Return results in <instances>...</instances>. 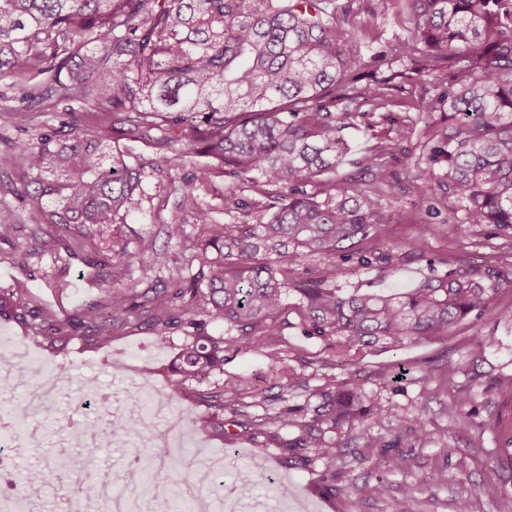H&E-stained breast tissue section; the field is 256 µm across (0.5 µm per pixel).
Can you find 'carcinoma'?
<instances>
[{
	"label": "carcinoma",
	"instance_id": "obj_1",
	"mask_svg": "<svg viewBox=\"0 0 512 512\" xmlns=\"http://www.w3.org/2000/svg\"><path fill=\"white\" fill-rule=\"evenodd\" d=\"M412 36L421 45L418 72L453 67L441 96L448 102L425 166L419 197L441 191L453 200V220L494 226L512 235V0H408ZM350 9L336 0H0V80L21 103L11 108L23 126L39 100L66 104L69 119L20 143L10 160L35 172L34 190H16L40 203L38 220L72 237L97 240L111 254L105 277L110 296L69 320L34 308L24 311L30 329L68 339L92 331L100 343L112 328L143 312L160 332L181 325L219 336L192 337L182 349L169 398L179 400L204 373L224 374V350H267L280 335L288 292L312 334L332 342L344 365L375 347H401L420 338L445 339L456 324L493 302L500 273L459 268L392 294L345 293L324 278H297L313 255L332 258L341 245L367 238L381 223L379 199L339 186L342 132L349 113L336 114V90L354 72L388 55L366 56L364 35L352 31ZM329 103H323L324 99ZM106 103L105 129L90 134L76 119V105ZM135 136L177 162L187 154L206 158L198 180L230 175L268 199L253 223L217 224L196 213L199 270L183 288L138 294L127 242L116 216L135 211L141 169L131 166L119 142ZM405 138L391 128L364 166L374 190L390 185L384 157ZM314 183L322 189L310 193ZM25 285L0 291V312L18 313ZM245 378H225L199 394L213 409L246 415L240 402ZM390 408L374 401L355 377L329 383L289 410L248 419L279 441L284 455L313 448L336 454L333 434L381 423ZM138 405L111 423L112 439L128 442L138 427ZM30 469L12 484L42 482ZM146 481L161 485L165 512H180L170 496L169 471L152 469Z\"/></svg>",
	"mask_w": 512,
	"mask_h": 512
}]
</instances>
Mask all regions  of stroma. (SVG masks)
Returning <instances> with one entry per match:
<instances>
[{
	"label": "stroma",
	"mask_w": 512,
	"mask_h": 512,
	"mask_svg": "<svg viewBox=\"0 0 512 512\" xmlns=\"http://www.w3.org/2000/svg\"><path fill=\"white\" fill-rule=\"evenodd\" d=\"M338 2L350 5L355 29L365 31L374 46L402 49L392 60L355 72L336 93L335 110L348 113L350 123L345 132L348 151L338 178L355 180L358 190H367L368 180L359 177L357 160L387 137L391 120L403 121L409 135L386 159L391 184L384 190L382 222L373 237L346 244L343 255L334 259L310 258L300 268V276L319 278L336 267L340 270L336 287L386 293L414 287L435 273L474 265L504 275L492 306L452 328L447 338L421 339L397 350L369 349L356 364L360 383L392 410L388 420L369 430L379 439V447L365 448L364 432L354 429L341 434L334 458L315 457L308 462L285 459L275 441L251 435L233 415H225L223 429L204 426L207 410L199 405L198 395L216 387L221 376L216 373L184 394L181 403L190 409L184 430H169L160 421L152 429L137 430L128 445L80 447L75 432L81 418L74 408L87 389L119 399L127 385L144 376L158 393H165L187 331L175 327L161 332L147 318H135L113 330L111 345L101 347L81 337L52 342L34 336L22 319L2 315L0 338L5 344L0 351L8 359L0 368L13 371L15 382L12 388L0 390V406L23 401L43 380V368L65 363L74 374L72 382L58 386L51 412L36 409L29 415L30 422L45 427L41 441L6 452L17 472L55 463L61 456L69 459L75 471L71 483L50 479L29 492L38 512H61L64 497L75 494L100 465L111 469L117 484L135 492L140 512H159V504L142 487L140 467L130 454L134 448L155 467L173 470L180 493L193 499L198 512H456L463 498L471 512H497L499 501L512 497V467L502 456L506 435L499 427L500 422H512V324L497 318L498 309L512 308V236L489 226L453 222L451 202L442 193L435 200L437 214H427L414 190L418 169L425 163L429 131L441 113L413 110L409 104L437 98L453 73L448 70L436 77L414 71L416 50L406 0ZM369 84L384 86L388 108L359 98V91ZM10 107L9 101L0 99V210L11 212L17 229L0 238V289L24 281L28 307L48 308L68 318L87 305L106 301L109 257L92 241L58 240L48 225L37 223V203L16 196V189L31 181L33 173L11 162L13 145L36 143L45 126H58L59 121L55 110L38 106L31 125L23 129ZM123 146L128 161L143 169L140 208L125 218L123 227L140 291L173 286L176 277H192L199 269L190 240L169 238L168 225H191L200 209L208 210L219 224L250 222L264 211L266 198L236 186L232 177L196 184L203 157L190 154L170 166L160 150L144 141L130 139ZM232 186L244 200L243 208L225 207L224 195ZM422 222L428 226L427 240L422 251L414 253L407 244ZM285 304L276 349L297 370L300 387L286 389L285 379L273 374L263 353L231 349L224 354L223 374L251 381L245 401L252 416L278 412L286 403L303 404L327 380L340 383L349 377L347 367L324 354L323 341L308 335L294 298H287ZM483 336L496 337L495 346L480 345ZM116 359L122 361L121 369H113ZM452 362L457 365L454 378L459 393L471 398L463 408L458 407L456 395L439 389ZM462 416L470 423L464 433L456 428ZM419 420L426 423L427 435L416 431ZM384 443L406 455L407 468L397 472L386 468L380 449ZM214 456L223 459L225 486L220 491L209 470ZM254 469L263 470L268 483L246 482L245 473ZM379 479L389 487L381 499L368 492Z\"/></svg>",
	"instance_id": "1"
}]
</instances>
